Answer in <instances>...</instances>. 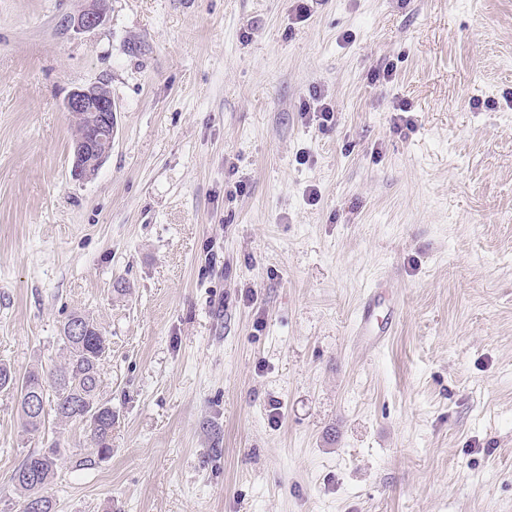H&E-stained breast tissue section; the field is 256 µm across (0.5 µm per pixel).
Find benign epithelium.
I'll use <instances>...</instances> for the list:
<instances>
[{
    "label": "benign epithelium",
    "instance_id": "benign-epithelium-1",
    "mask_svg": "<svg viewBox=\"0 0 512 512\" xmlns=\"http://www.w3.org/2000/svg\"><path fill=\"white\" fill-rule=\"evenodd\" d=\"M106 20V8L101 0L90 5L73 19L79 31L92 30ZM63 110L84 128L81 138L72 147L73 174L78 179L92 178L112 151L116 135L117 107L110 91L99 84L71 90L63 102Z\"/></svg>",
    "mask_w": 512,
    "mask_h": 512
}]
</instances>
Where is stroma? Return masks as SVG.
<instances>
[{
  "mask_svg": "<svg viewBox=\"0 0 512 512\" xmlns=\"http://www.w3.org/2000/svg\"><path fill=\"white\" fill-rule=\"evenodd\" d=\"M86 5L0 0V362L50 372L91 318L112 455L0 391V512L55 441L57 512H512V0ZM106 20V7H102L101 1L90 0V5L77 17H74L72 26L76 30H92L102 25ZM63 110L84 128L81 138L72 142L73 174L78 179L92 178L112 151L116 135L117 107L110 91L99 84L71 90ZM382 296L376 292L371 293L365 300L358 317L355 335L364 344L371 346L381 343L391 332V322L375 325L373 321L376 307L380 306Z\"/></svg>",
  "mask_w": 512,
  "mask_h": 512,
  "instance_id": "obj_1",
  "label": "stroma"
}]
</instances>
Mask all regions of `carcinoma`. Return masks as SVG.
I'll return each instance as SVG.
<instances>
[{
  "instance_id": "cac0c4a2",
  "label": "carcinoma",
  "mask_w": 512,
  "mask_h": 512,
  "mask_svg": "<svg viewBox=\"0 0 512 512\" xmlns=\"http://www.w3.org/2000/svg\"><path fill=\"white\" fill-rule=\"evenodd\" d=\"M84 325L86 335L71 336L68 327L73 322ZM60 341L66 355L45 380L37 370L22 375L0 364V389L16 393L22 425L27 432L45 427V414H30L26 398L40 395L44 403L53 405L59 423L78 422L88 429L93 452L80 461L82 466H94L112 454V405L99 399L100 367L106 351L107 336L86 316L72 312L61 327ZM61 456L57 443L29 454L18 466L14 482L20 495V505L34 503L36 512H56V503L44 494L50 483L56 462Z\"/></svg>"
}]
</instances>
